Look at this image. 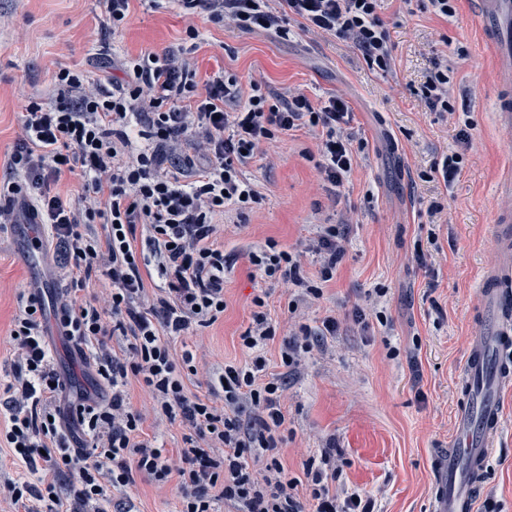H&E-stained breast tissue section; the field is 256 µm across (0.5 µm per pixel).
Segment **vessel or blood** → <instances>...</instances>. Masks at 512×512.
<instances>
[{
  "instance_id": "obj_1",
  "label": "vessel or blood",
  "mask_w": 512,
  "mask_h": 512,
  "mask_svg": "<svg viewBox=\"0 0 512 512\" xmlns=\"http://www.w3.org/2000/svg\"><path fill=\"white\" fill-rule=\"evenodd\" d=\"M481 29L500 73H512V0H478ZM480 330L462 370L454 438L439 466L437 512H475L487 460L500 437L502 399L512 389V262L481 276Z\"/></svg>"
}]
</instances>
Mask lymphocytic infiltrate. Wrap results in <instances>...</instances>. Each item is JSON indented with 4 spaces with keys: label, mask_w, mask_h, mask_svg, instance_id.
Returning a JSON list of instances; mask_svg holds the SVG:
<instances>
[{
    "label": "lymphocytic infiltrate",
    "mask_w": 512,
    "mask_h": 512,
    "mask_svg": "<svg viewBox=\"0 0 512 512\" xmlns=\"http://www.w3.org/2000/svg\"><path fill=\"white\" fill-rule=\"evenodd\" d=\"M173 2L190 40L200 36L194 18L201 13L216 24L281 37L295 23L351 41L369 68L391 66L380 0ZM122 71L123 78L90 89L83 72L60 68L50 102L28 105L24 136L9 154L8 178L0 180V223L10 222L20 201L31 223L47 228L70 271L56 324L76 347L95 344L84 360L111 391L78 394L68 415L58 413L54 403L65 385L46 338L44 306L36 295L20 296L14 359L0 402L7 419L0 444L18 471L0 477V497L13 512H109L108 490L127 491L144 475L159 485L176 481L178 512H214L218 500L236 512H374L368 495L337 491L335 449L309 462L305 502L279 457L286 441L285 386L283 378L268 377L266 349L279 342L282 367L295 373L311 336L335 335V317L281 339L264 296H255L252 323L240 337L248 361L225 364L209 377L204 396L185 384L198 373L193 354L172 347L224 314L229 260L213 236L217 217L261 201L245 166L280 136L308 126L318 132L315 167L322 185L335 194L359 154L348 104L339 97L316 103L302 92L280 96L260 81L244 85L223 73L201 83L179 50L128 59ZM449 84V67L436 58L416 94L430 111L450 115ZM66 173L81 177L80 196L55 192ZM96 224L101 232H93ZM308 249L321 258L314 281L303 276L299 254L272 240L250 252L249 262L265 279L317 300L346 253L344 237L323 224ZM150 265L158 281L149 287L142 270ZM101 278L111 283L106 304L80 299L89 282ZM133 380L148 390V410L131 404ZM148 411L187 429L183 448L172 454L144 438ZM72 419L83 441H74Z\"/></svg>",
    "instance_id": "obj_1"
}]
</instances>
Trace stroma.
<instances>
[{"label": "stroma", "instance_id": "obj_1", "mask_svg": "<svg viewBox=\"0 0 512 512\" xmlns=\"http://www.w3.org/2000/svg\"><path fill=\"white\" fill-rule=\"evenodd\" d=\"M379 15L393 46L385 73L369 69L350 42L337 38L296 29L281 39L197 18L193 57L200 80L224 72L244 83L264 81L281 94L301 90L317 103L341 97L367 147L335 198L305 157L317 145L309 129L281 136L272 157L247 166L263 200L246 215L226 213L218 224L215 241L231 261L224 314L175 347L192 350L217 372L225 363L245 362L240 336L263 290L280 335L292 334L299 320L315 328L336 317V334L313 345L286 385L288 439L280 459L299 481L297 494L307 500L306 463L331 446L345 461L340 486L371 496L378 512H433L437 462L460 398L457 376L482 307L477 281L500 260L492 223L503 204L500 187L512 180V132L495 119L504 85L479 28L476 0H458L446 20L420 10L406 13L403 0H382ZM108 36L120 58L186 45L179 9L158 8L152 0H132L127 22L115 34L98 0H0V177L23 135L29 101L50 97L62 67L103 78L106 61L96 51ZM436 55L453 68L452 119L430 112L415 94ZM466 123L471 129L463 142L458 134ZM451 152L464 156L456 180L422 181L434 160ZM433 202L444 207L436 224L426 215ZM327 221L344 232L346 255L322 299L291 319L295 292L262 278L248 254L275 240L300 254L304 275L316 278L320 258L306 246ZM28 230L25 223L0 230V375L10 366L19 295L39 289L50 309L68 285L51 242L28 250ZM418 245L432 253V268L413 261ZM45 329L68 390L97 393L94 368L82 364L55 321ZM500 427L478 499L493 503L495 512H512V391L505 395ZM132 497L136 512L179 508L171 483L160 488L137 478Z\"/></svg>", "mask_w": 512, "mask_h": 512}]
</instances>
